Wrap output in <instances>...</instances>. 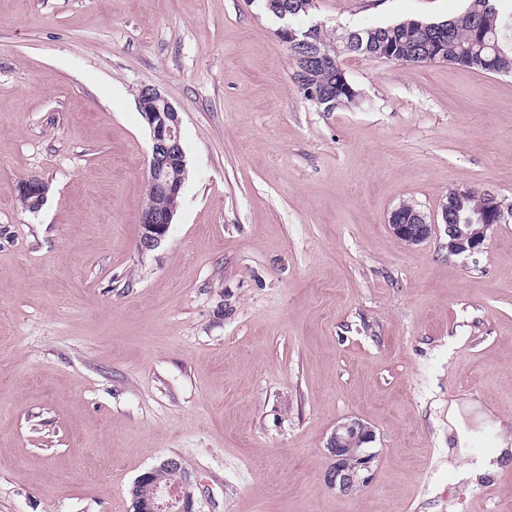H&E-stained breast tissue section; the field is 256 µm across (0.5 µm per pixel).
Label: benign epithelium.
Returning a JSON list of instances; mask_svg holds the SVG:
<instances>
[{"instance_id": "obj_1", "label": "benign epithelium", "mask_w": 512, "mask_h": 512, "mask_svg": "<svg viewBox=\"0 0 512 512\" xmlns=\"http://www.w3.org/2000/svg\"><path fill=\"white\" fill-rule=\"evenodd\" d=\"M285 25L278 29L279 38L290 46L299 43V32L288 23V12L279 13ZM137 108L150 136L149 178L151 192L169 199L171 206L158 209L150 206L140 215L141 239L144 250L158 246L165 237L179 205L185 184L186 155L183 148L177 109L153 86H145L137 97ZM15 191L31 200L37 207L44 204L48 185L36 176L19 180ZM441 218L448 235V253L474 254L484 249L496 224L486 223L480 216L459 217L448 223V204L441 207ZM389 227L403 245L417 246L429 239L437 228L436 221L409 203H400L390 214ZM376 439L375 432L360 420H346L336 424L328 443L331 459L325 474L328 485L342 494H351L366 485L370 479L376 454L369 445ZM172 473L170 487L159 491L155 497L135 506V512H198L191 490L190 474L177 457L164 460Z\"/></svg>"}]
</instances>
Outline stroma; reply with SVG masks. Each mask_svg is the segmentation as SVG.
I'll return each instance as SVG.
<instances>
[{
	"instance_id": "1",
	"label": "stroma",
	"mask_w": 512,
	"mask_h": 512,
	"mask_svg": "<svg viewBox=\"0 0 512 512\" xmlns=\"http://www.w3.org/2000/svg\"><path fill=\"white\" fill-rule=\"evenodd\" d=\"M280 26L261 0H0V512H133L134 480L173 456L199 512H512V214L471 256L388 225L462 186L512 205V74L350 54L363 100L324 112ZM144 85L187 162L149 251ZM28 176L49 185L35 213ZM347 419L377 457L343 495L324 475Z\"/></svg>"
}]
</instances>
